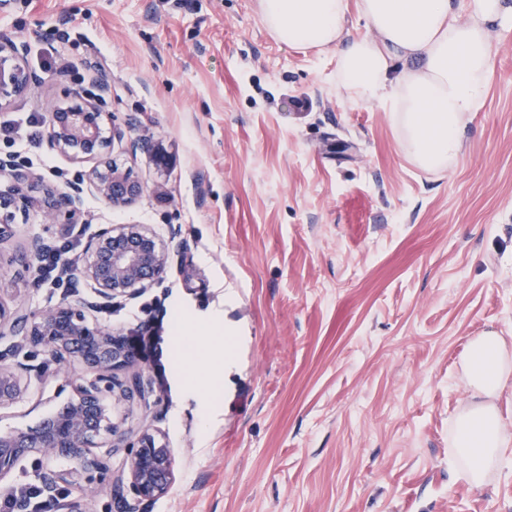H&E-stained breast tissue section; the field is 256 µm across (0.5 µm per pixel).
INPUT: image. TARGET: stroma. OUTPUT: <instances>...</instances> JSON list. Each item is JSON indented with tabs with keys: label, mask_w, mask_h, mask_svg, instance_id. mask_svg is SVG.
<instances>
[{
	"label": "stroma",
	"mask_w": 512,
	"mask_h": 512,
	"mask_svg": "<svg viewBox=\"0 0 512 512\" xmlns=\"http://www.w3.org/2000/svg\"><path fill=\"white\" fill-rule=\"evenodd\" d=\"M62 21L65 63L41 68ZM490 40L485 109L458 161L429 172L407 159L390 112L342 96L334 51L278 44L257 0L0 7V41L37 79L0 104V124L50 114L75 90L97 96L113 160L145 190L107 206L88 164L44 143L38 183L80 194L83 239L142 224L169 253L165 280L134 300L103 303L85 279L50 295L32 286L36 250L63 231L33 203L0 237V302L34 314L67 301L123 337L178 308L214 313L235 343L205 423L165 334L113 371L146 389L114 420L161 431L174 458L168 493L140 512H512V468L477 491L448 459L470 340L512 333V28ZM141 141L149 150H133ZM1 366L29 387L0 408V435L36 426L90 377L17 338L0 340ZM102 462L79 476L86 512H119L121 458Z\"/></svg>",
	"instance_id": "1"
}]
</instances>
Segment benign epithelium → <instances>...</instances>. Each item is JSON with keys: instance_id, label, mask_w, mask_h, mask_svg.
I'll return each instance as SVG.
<instances>
[{"instance_id": "1", "label": "benign epithelium", "mask_w": 512, "mask_h": 512, "mask_svg": "<svg viewBox=\"0 0 512 512\" xmlns=\"http://www.w3.org/2000/svg\"><path fill=\"white\" fill-rule=\"evenodd\" d=\"M32 83L31 73L20 63L18 47L0 44V100L28 94ZM106 120L89 100L57 108L49 116L46 138L51 148L70 159L92 163L88 180L106 204H127L139 197L144 187L109 157L111 137L105 135ZM2 173L11 179L13 189L0 190V238L13 223L16 211L26 205L18 194L34 183L21 169H0ZM40 201L53 223L81 205L78 194L62 199L47 194ZM86 252L89 258L82 274L107 301L131 299L142 288L162 282L167 274L166 250L139 224L102 230L88 241ZM13 324L15 333L24 334L32 345L61 360L77 359L95 378L79 386L75 402L38 425L0 436V478L33 450L41 451L49 461L75 453L92 462L97 458L95 448H126L122 469L112 476V491L121 497L124 512H136L141 501L163 496L175 479L171 450L163 436L148 428L129 432L112 421V410L141 389L137 382L119 389L113 385L112 370L132 358L124 338L89 325L69 303L38 315L19 314ZM20 396L17 374L0 368V406L16 402Z\"/></svg>"}]
</instances>
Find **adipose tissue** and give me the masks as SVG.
Returning a JSON list of instances; mask_svg holds the SVG:
<instances>
[{"label":"adipose tissue","instance_id":"adipose-tissue-1","mask_svg":"<svg viewBox=\"0 0 512 512\" xmlns=\"http://www.w3.org/2000/svg\"><path fill=\"white\" fill-rule=\"evenodd\" d=\"M263 24L288 47L336 52V84L358 104L384 106L410 162L427 171L454 163L466 117L485 107L491 27L512 20V0H357L374 35L351 36L347 0H257ZM170 358L184 392L202 404L222 393L224 336L209 316L174 315ZM461 378L472 399L457 413L449 452L474 489L507 461L512 429L496 398L512 386V342L487 332L469 343Z\"/></svg>","mask_w":512,"mask_h":512}]
</instances>
